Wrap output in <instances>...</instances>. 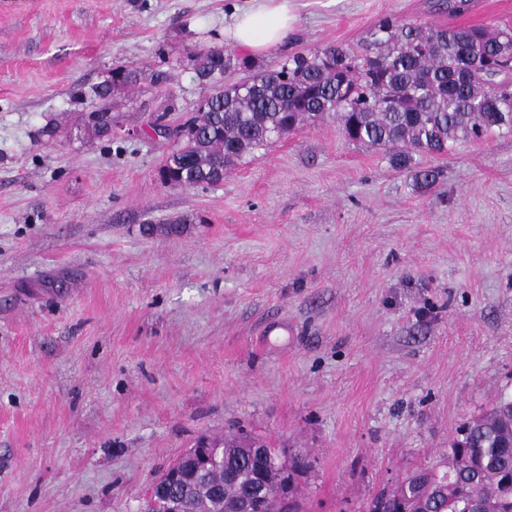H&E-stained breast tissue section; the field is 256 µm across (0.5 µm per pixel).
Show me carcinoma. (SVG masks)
Instances as JSON below:
<instances>
[{"instance_id": "obj_1", "label": "carcinoma", "mask_w": 512, "mask_h": 512, "mask_svg": "<svg viewBox=\"0 0 512 512\" xmlns=\"http://www.w3.org/2000/svg\"><path fill=\"white\" fill-rule=\"evenodd\" d=\"M196 79L208 94L188 120L191 135L175 142L163 170L170 185L191 188L218 182L253 150L267 146L303 123L334 118L352 143L381 149L398 169L414 155L446 154L450 145L498 129L512 131V30L485 26L421 27L394 17L369 29L362 50L327 44L254 70L245 81L225 77L248 66L223 49L190 56ZM137 73L118 67L97 91L132 87ZM88 125L110 134L112 111L95 112ZM448 448L447 470H419L397 493L381 494L370 512L403 503L407 512H512V401L498 398L467 421ZM224 464L192 483L193 497L214 512H238L254 481L264 480L267 512H296L282 503L278 449L238 446V438L214 441Z\"/></svg>"}]
</instances>
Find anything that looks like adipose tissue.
I'll return each mask as SVG.
<instances>
[{
    "label": "adipose tissue",
    "mask_w": 512,
    "mask_h": 512,
    "mask_svg": "<svg viewBox=\"0 0 512 512\" xmlns=\"http://www.w3.org/2000/svg\"><path fill=\"white\" fill-rule=\"evenodd\" d=\"M297 17L291 0H250L248 7L232 14L224 26L226 43L264 54L286 38Z\"/></svg>",
    "instance_id": "ef3b65f1"
}]
</instances>
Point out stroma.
Instances as JSON below:
<instances>
[{
    "mask_svg": "<svg viewBox=\"0 0 512 512\" xmlns=\"http://www.w3.org/2000/svg\"><path fill=\"white\" fill-rule=\"evenodd\" d=\"M246 4L0 0V512H140L200 437L240 429L310 461L303 512H368L512 395V132L416 156L429 187L332 119L221 182L161 181L149 117L195 114L189 57ZM293 10L254 66L386 16L512 29V0ZM120 65L135 93L101 102ZM104 104L119 132L91 136Z\"/></svg>",
    "mask_w": 512,
    "mask_h": 512,
    "instance_id": "35a3bbf8",
    "label": "stroma"
}]
</instances>
